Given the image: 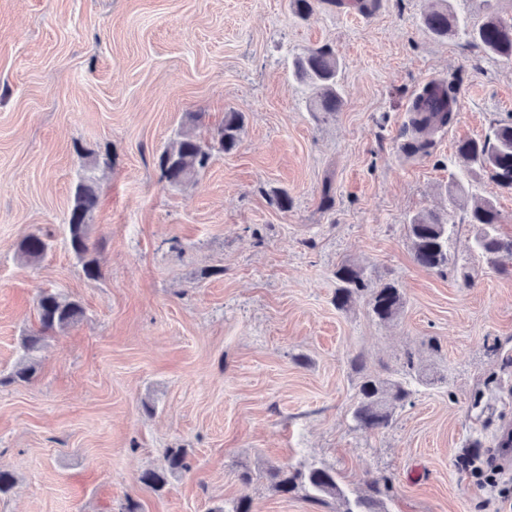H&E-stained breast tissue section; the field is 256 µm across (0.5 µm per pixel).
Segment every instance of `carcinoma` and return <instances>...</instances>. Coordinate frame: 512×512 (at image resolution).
Returning <instances> with one entry per match:
<instances>
[{"label":"carcinoma","mask_w":512,"mask_h":512,"mask_svg":"<svg viewBox=\"0 0 512 512\" xmlns=\"http://www.w3.org/2000/svg\"><path fill=\"white\" fill-rule=\"evenodd\" d=\"M441 5L425 12L421 17L422 27L433 36L444 39L448 36L464 34L471 43L482 48L489 56L504 62H512V20H503L492 7L490 0H482L480 10L482 21L473 26L460 21L451 9V0H439ZM339 3L365 12V0H289L293 14L301 19L312 15L325 5ZM293 69L296 78L308 85L312 91V111L334 113L341 110L343 97L340 93L338 76L340 62L328 47L310 48L295 56ZM456 90L453 83L430 82L415 95L410 108L412 138L406 144L411 153L426 149L428 136L448 126L454 120ZM205 113L187 114L186 128L177 134L158 160L160 181L170 186H182L211 164L214 153H230L240 143L244 126L241 112L224 113L223 123L205 139L196 133L204 125ZM457 154L463 159L468 171L486 172L503 189L512 190V122L495 127L484 140H466L457 146ZM112 164V155L95 156L89 169L84 172L77 184L68 217V246L86 278L97 281L102 277L100 265L93 255L90 242L91 220L98 206L94 170ZM472 200L467 211V222L475 228L474 243L478 257L489 267L499 269L501 255L512 256V237L504 238L497 232L500 217L493 203L469 193L458 182L448 185V201L453 206L465 205ZM455 225L435 211L420 212L408 224V237L415 262L428 270L444 271L450 264L448 239ZM49 249L45 235L31 233L19 245L20 254L27 260L43 257ZM336 306L345 309L354 295L367 292L369 304L375 317L383 322L395 319L404 307L403 295L395 284L390 282L372 285L361 270L350 264H342L336 269ZM38 328L21 337L22 351L19 362L10 374L13 382L28 383L38 373V363L33 353L38 351L48 333L63 331L84 316L80 301L66 295L44 291L37 302ZM412 390L404 381L384 380L371 374L362 377L353 411L356 426L364 432H375L387 428L398 406L405 403ZM190 468L187 451L184 448H169L165 464L158 469H148L140 477V482L153 490L162 489L168 477ZM265 478L271 486L284 495L307 488L316 495L343 497L336 472L332 469L311 466L307 469L272 466L265 470ZM393 491V479L382 475L367 486L365 494L354 501H345L344 512H382L384 500Z\"/></svg>","instance_id":"1"}]
</instances>
